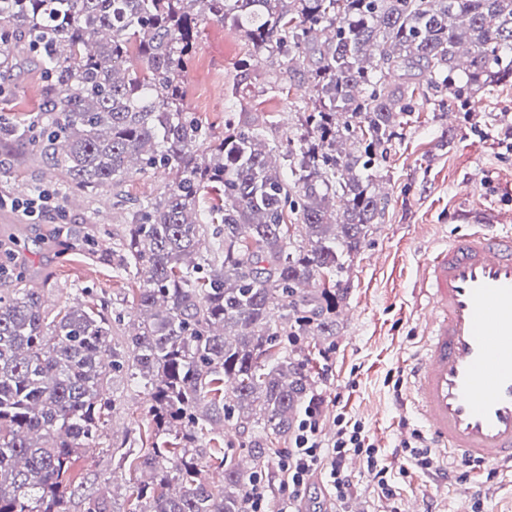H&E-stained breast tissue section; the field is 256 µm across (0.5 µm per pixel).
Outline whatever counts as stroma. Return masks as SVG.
Here are the masks:
<instances>
[{"mask_svg": "<svg viewBox=\"0 0 512 512\" xmlns=\"http://www.w3.org/2000/svg\"><path fill=\"white\" fill-rule=\"evenodd\" d=\"M195 56L184 74L187 111L223 135L227 122L243 112L268 121L269 140L283 141L296 130V104L307 92L289 79L286 59L259 66L249 63V45L231 26L211 20L198 25ZM224 89L222 98L212 86ZM43 82L27 65L0 68V116L42 124L46 114ZM447 91L415 101L413 119L401 125L386 145L376 171L385 205L345 274L348 293L341 302L334 336L299 341L294 357L313 389L325 391L336 406L361 419L370 439L383 448L393 466L403 464L401 430L419 428L418 419L398 408L410 388L394 390L408 376V359L423 346L421 318L428 301L420 291L427 259L445 242L474 224L512 227V154L491 139L499 125L512 121V84L496 85L472 98L467 110H448ZM488 139H480V132ZM171 180L160 170L124 183L125 204L112 189L72 195L65 220L76 235H92L103 244L126 231L127 202L153 198ZM61 176L33 145L0 143V193L27 198L56 193ZM38 228L20 212L0 209V237L13 238L18 257L31 271H50L45 290L49 313L79 301L105 303L128 310L135 283L113 271L106 260L86 259L36 244ZM111 405L96 444L78 455L70 472L66 512H87L90 499H103L109 512H124L134 485L148 472L118 467L121 452L140 448L153 433L150 401L143 387L119 373L106 387ZM470 491H486L485 512H512V490L504 482L512 465L483 464L469 469ZM402 504L419 512H454L459 485H441L437 475L409 472L396 478Z\"/></svg>", "mask_w": 512, "mask_h": 512, "instance_id": "35a3bbf8", "label": "stroma"}]
</instances>
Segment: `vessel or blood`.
I'll return each mask as SVG.
<instances>
[{
	"mask_svg": "<svg viewBox=\"0 0 512 512\" xmlns=\"http://www.w3.org/2000/svg\"><path fill=\"white\" fill-rule=\"evenodd\" d=\"M425 349L410 401L436 448L512 463V229H474L423 268Z\"/></svg>",
	"mask_w": 512,
	"mask_h": 512,
	"instance_id": "1",
	"label": "vessel or blood"
}]
</instances>
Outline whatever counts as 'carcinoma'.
Instances as JSON below:
<instances>
[{
  "instance_id": "1",
  "label": "carcinoma",
  "mask_w": 512,
  "mask_h": 512,
  "mask_svg": "<svg viewBox=\"0 0 512 512\" xmlns=\"http://www.w3.org/2000/svg\"><path fill=\"white\" fill-rule=\"evenodd\" d=\"M205 18L240 28L254 64L303 68L313 95L286 142H269L258 116L214 138L183 108ZM19 53L40 71L51 119L36 133L0 118V139L39 143L70 191L151 168L172 180L132 204L112 243L117 268L142 277L125 344L105 308L50 317L47 277L13 261L0 274V512H66L67 474L99 437L116 372L144 383L170 437L122 454L153 473L133 512H242L307 394L281 337L334 335L343 275L381 214L373 167L416 97L445 88L460 108L512 82V0H0V62ZM203 192L215 195L205 211ZM42 238L88 246L56 224ZM317 277L329 285L304 289ZM232 418L258 429L252 467L216 448L214 492L195 443Z\"/></svg>"
}]
</instances>
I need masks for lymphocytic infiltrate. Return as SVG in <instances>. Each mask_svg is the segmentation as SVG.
<instances>
[{
  "label": "lymphocytic infiltrate",
  "mask_w": 512,
  "mask_h": 512,
  "mask_svg": "<svg viewBox=\"0 0 512 512\" xmlns=\"http://www.w3.org/2000/svg\"><path fill=\"white\" fill-rule=\"evenodd\" d=\"M328 423L335 432L326 438L322 428ZM353 457L362 462L382 512H400L392 470L382 449L370 441L364 422L343 411H330L323 392L311 391L292 445L274 459L279 494H272L263 476H256L245 493L243 512H300L318 475L324 478L333 512H350L354 484L348 462Z\"/></svg>",
  "instance_id": "f902f5d3"
}]
</instances>
